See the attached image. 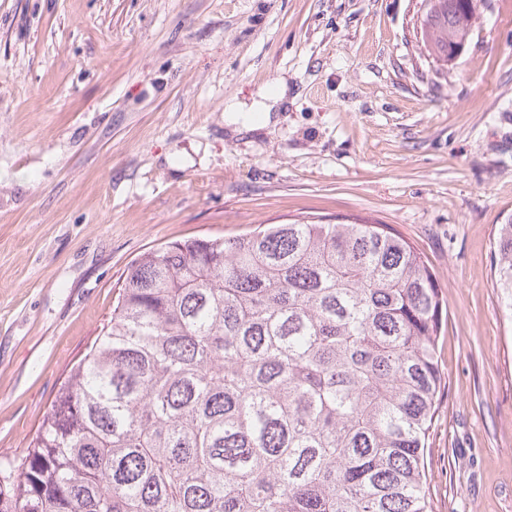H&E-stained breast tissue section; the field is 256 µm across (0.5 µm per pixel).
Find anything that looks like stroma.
Wrapping results in <instances>:
<instances>
[{
    "label": "stroma",
    "mask_w": 512,
    "mask_h": 512,
    "mask_svg": "<svg viewBox=\"0 0 512 512\" xmlns=\"http://www.w3.org/2000/svg\"><path fill=\"white\" fill-rule=\"evenodd\" d=\"M421 0H0V459L22 455L144 251L387 224L432 270L447 385L432 512H512V0L444 71ZM288 85L270 125L224 105ZM496 258V286L506 304L512 309V215L497 231L494 243Z\"/></svg>",
    "instance_id": "1"
}]
</instances>
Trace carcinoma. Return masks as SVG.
<instances>
[{
  "label": "carcinoma",
  "instance_id": "1",
  "mask_svg": "<svg viewBox=\"0 0 512 512\" xmlns=\"http://www.w3.org/2000/svg\"><path fill=\"white\" fill-rule=\"evenodd\" d=\"M485 0H436L431 55ZM512 308V215L494 243ZM447 308L385 224H262L126 269L0 512H430L427 439Z\"/></svg>",
  "mask_w": 512,
  "mask_h": 512
}]
</instances>
